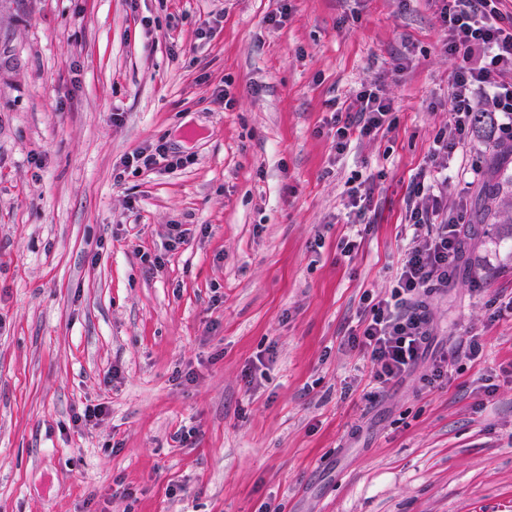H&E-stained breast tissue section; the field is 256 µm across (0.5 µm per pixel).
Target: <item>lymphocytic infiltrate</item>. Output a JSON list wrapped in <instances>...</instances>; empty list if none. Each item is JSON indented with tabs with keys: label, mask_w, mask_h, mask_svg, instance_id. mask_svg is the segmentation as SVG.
Instances as JSON below:
<instances>
[{
	"label": "lymphocytic infiltrate",
	"mask_w": 512,
	"mask_h": 512,
	"mask_svg": "<svg viewBox=\"0 0 512 512\" xmlns=\"http://www.w3.org/2000/svg\"><path fill=\"white\" fill-rule=\"evenodd\" d=\"M499 0H447L440 10L444 47L452 66L448 94V123L434 140L425 167L412 182L420 202L407 210L415 229L400 273L389 296L371 307L354 346L364 350L379 385L401 378L418 361L431 334L426 299L448 284V272L460 251L462 213H448L442 187L448 181V160L468 140L481 103L491 106L495 131L512 141V16H503ZM360 108L336 113L337 154L352 140L378 135L389 123L392 101L379 88L356 94Z\"/></svg>",
	"instance_id": "1"
}]
</instances>
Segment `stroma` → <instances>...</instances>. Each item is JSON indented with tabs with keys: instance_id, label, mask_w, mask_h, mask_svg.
Returning a JSON list of instances; mask_svg holds the SVG:
<instances>
[{
	"instance_id": "obj_1",
	"label": "stroma",
	"mask_w": 512,
	"mask_h": 512,
	"mask_svg": "<svg viewBox=\"0 0 512 512\" xmlns=\"http://www.w3.org/2000/svg\"><path fill=\"white\" fill-rule=\"evenodd\" d=\"M450 70L437 0H0V512H512V224L473 206L496 140L449 159L473 236L416 365L371 401L348 343ZM364 86L394 125L337 155ZM157 145L185 166L130 165ZM347 195V207L350 209L348 218H351L348 224L369 223L364 221L372 201L371 188L365 184V181L359 182L348 188Z\"/></svg>"
}]
</instances>
